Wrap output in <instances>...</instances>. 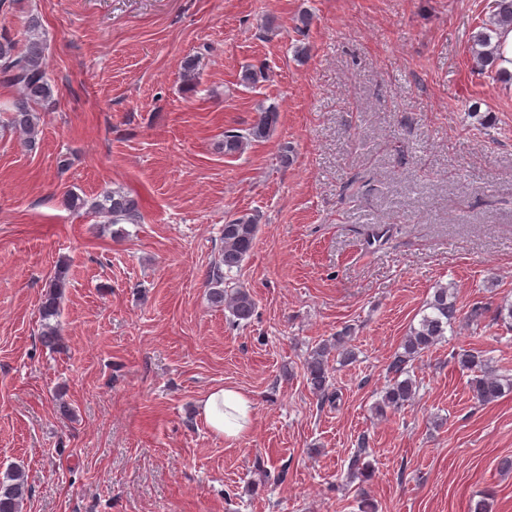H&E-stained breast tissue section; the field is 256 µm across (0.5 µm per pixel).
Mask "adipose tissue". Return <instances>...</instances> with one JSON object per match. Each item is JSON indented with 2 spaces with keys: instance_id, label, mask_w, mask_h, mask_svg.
Returning <instances> with one entry per match:
<instances>
[{
  "instance_id": "obj_1",
  "label": "adipose tissue",
  "mask_w": 512,
  "mask_h": 512,
  "mask_svg": "<svg viewBox=\"0 0 512 512\" xmlns=\"http://www.w3.org/2000/svg\"><path fill=\"white\" fill-rule=\"evenodd\" d=\"M200 412L210 429L228 440L242 437L251 427L252 403L234 387L210 390L200 402Z\"/></svg>"
}]
</instances>
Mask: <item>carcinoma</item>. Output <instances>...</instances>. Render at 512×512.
Wrapping results in <instances>:
<instances>
[{
  "mask_svg": "<svg viewBox=\"0 0 512 512\" xmlns=\"http://www.w3.org/2000/svg\"><path fill=\"white\" fill-rule=\"evenodd\" d=\"M512 29V0H494L492 14L486 31L475 36L474 59L480 69L497 66L499 42L493 41L505 29ZM43 43L29 37L25 49L19 50L15 42L0 36V83L19 88L20 95L12 103L11 124L26 136V143L36 144L38 116L32 104H48L52 100V88L43 63ZM278 123V112L268 107L258 113L257 120L245 132H224V154L242 153L252 141L266 139ZM65 206L78 211L84 206L106 218L109 224H136L140 220L139 199L121 187L104 192L102 198L88 202L77 193L70 191L64 198ZM259 233L258 216L254 214L232 215L224 223L220 240L222 257L220 263L207 272L209 299L217 307L226 309L233 321H249L256 311V301L251 292L242 287L228 285L233 270L241 268L254 248ZM68 266L58 264L46 284L41 296L39 312L42 321L41 342L56 348L59 345L57 320L61 312V300L67 285ZM458 319L452 286L440 284L422 311L420 320L410 325L398 351L387 365L388 380L380 391V399L373 410L376 415L385 417L410 405L419 391V383L411 374L415 361L424 353L445 340L446 333L453 329ZM351 330L344 329L333 337V341L316 347L304 363V378L308 388L322 402H332L337 392L328 372V359L336 353L339 361L351 364L357 360V352L352 345ZM459 366L473 373L469 391L472 399L481 405L491 404L512 392V375L499 373L492 368L483 352L470 349L454 356ZM367 441L362 437L358 449L350 457L348 472L361 479L370 476V464L365 461ZM30 488L24 474L19 469L6 472L0 478V512H21Z\"/></svg>",
  "mask_w": 512,
  "mask_h": 512,
  "instance_id": "carcinoma-1",
  "label": "carcinoma"
}]
</instances>
